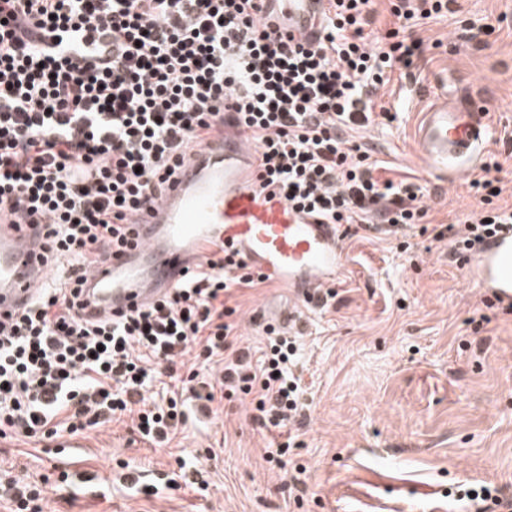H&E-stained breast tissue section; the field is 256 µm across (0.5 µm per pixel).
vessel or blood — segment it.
Segmentation results:
<instances>
[{"mask_svg": "<svg viewBox=\"0 0 512 512\" xmlns=\"http://www.w3.org/2000/svg\"><path fill=\"white\" fill-rule=\"evenodd\" d=\"M325 6L326 0H263L261 17L313 42ZM490 131L487 103L465 90L425 111L417 142L431 169L444 177L472 167ZM253 153L245 132L230 122L223 136L192 150L162 200L137 216L123 254L89 275L92 312H131L157 301L186 269L227 244L253 271L287 289L296 307L329 288L342 268L340 226L255 188ZM43 230L40 224L0 225V321L15 318L50 278ZM454 259L478 288L512 306V224ZM296 307L279 325L299 322Z\"/></svg>", "mask_w": 512, "mask_h": 512, "instance_id": "b4317fda", "label": "vessel or blood"}]
</instances>
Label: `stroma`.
<instances>
[{
	"instance_id": "35a3bbf8",
	"label": "stroma",
	"mask_w": 512,
	"mask_h": 512,
	"mask_svg": "<svg viewBox=\"0 0 512 512\" xmlns=\"http://www.w3.org/2000/svg\"><path fill=\"white\" fill-rule=\"evenodd\" d=\"M406 34L422 52L379 92L398 119L354 139L381 161L379 179L421 186L426 214L421 227L396 233L342 226L335 296L302 307L299 421L262 427L232 398L190 413L156 447L127 417L85 438L79 469L95 482L61 486L53 442L0 438V468L50 477L45 512H468L459 490L475 485L512 498V311L472 287L451 257L462 219L482 207L470 182L490 156L505 161L496 203L512 207V0H453ZM465 87L489 99L490 139L480 167L445 179L420 154L417 129L434 96ZM225 304L239 346L255 350L264 312L293 301L263 283L232 289ZM182 461L207 494L170 487ZM127 471L141 476L139 489Z\"/></svg>"
}]
</instances>
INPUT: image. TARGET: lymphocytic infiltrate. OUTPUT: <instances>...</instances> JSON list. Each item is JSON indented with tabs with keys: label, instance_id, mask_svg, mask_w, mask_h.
Wrapping results in <instances>:
<instances>
[{
	"label": "lymphocytic infiltrate",
	"instance_id": "obj_1",
	"mask_svg": "<svg viewBox=\"0 0 512 512\" xmlns=\"http://www.w3.org/2000/svg\"><path fill=\"white\" fill-rule=\"evenodd\" d=\"M373 2L328 0L321 37L306 46L262 22L260 0H0V223L42 220L48 259L68 268L0 322L1 439L76 435L132 413L141 436L163 446L185 419L197 364L217 360L222 375L203 401L228 388L263 426L296 417L295 337L266 327L257 358L232 339L225 296L264 281L237 255H210L157 302L118 316L87 317L83 288L190 149L223 132L228 99L256 146L260 189L330 224L420 223L419 186L376 178L380 161L345 133L395 120L377 92L421 52L405 35L410 23L448 3L397 0L394 28L371 40ZM485 168L471 182L483 207L466 217L456 249L512 224L488 177L502 165ZM159 375L179 388L146 406ZM0 487L8 512H44L39 486L1 472Z\"/></svg>",
	"mask_w": 512,
	"mask_h": 512
}]
</instances>
